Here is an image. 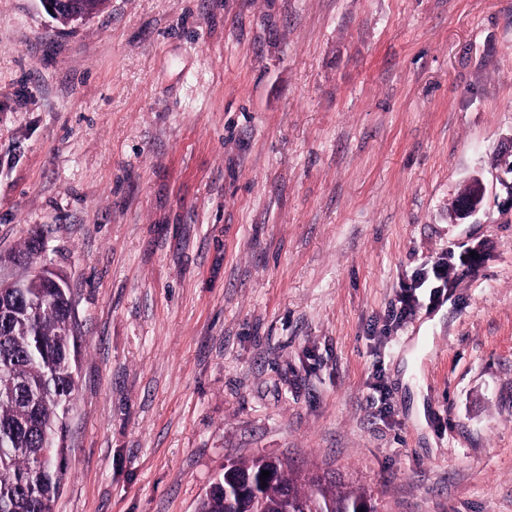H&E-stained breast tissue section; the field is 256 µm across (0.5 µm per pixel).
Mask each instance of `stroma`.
<instances>
[{"instance_id":"1","label":"stroma","mask_w":512,"mask_h":512,"mask_svg":"<svg viewBox=\"0 0 512 512\" xmlns=\"http://www.w3.org/2000/svg\"><path fill=\"white\" fill-rule=\"evenodd\" d=\"M36 234L80 328L55 512H198L256 457L512 512V0H0V250ZM414 288H417V285L413 282L402 287L397 303L392 307V316H395L399 320H405L416 313L417 302L414 298Z\"/></svg>"}]
</instances>
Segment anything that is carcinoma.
<instances>
[{
    "label": "carcinoma",
    "instance_id": "obj_1",
    "mask_svg": "<svg viewBox=\"0 0 512 512\" xmlns=\"http://www.w3.org/2000/svg\"><path fill=\"white\" fill-rule=\"evenodd\" d=\"M71 305L58 292L34 302L25 288H0V512H53L60 493L78 342L61 328ZM266 465L240 459L232 472ZM258 491L260 512H377L365 490L294 469Z\"/></svg>",
    "mask_w": 512,
    "mask_h": 512
}]
</instances>
